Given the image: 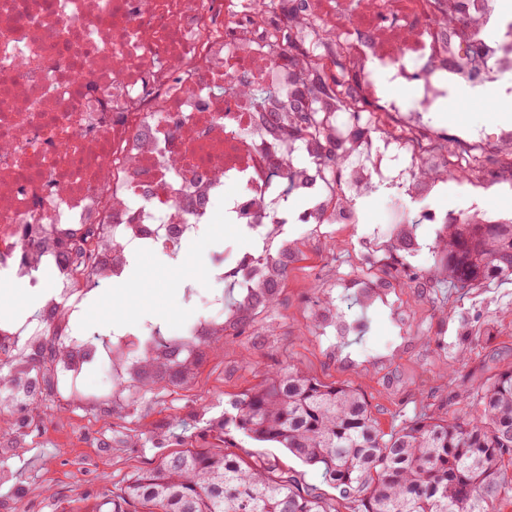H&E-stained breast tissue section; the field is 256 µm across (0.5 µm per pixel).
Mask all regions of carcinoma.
Wrapping results in <instances>:
<instances>
[{"instance_id":"obj_1","label":"carcinoma","mask_w":512,"mask_h":512,"mask_svg":"<svg viewBox=\"0 0 512 512\" xmlns=\"http://www.w3.org/2000/svg\"><path fill=\"white\" fill-rule=\"evenodd\" d=\"M454 247L457 264L439 273L454 287L512 277V224H477L468 242L451 230L443 250ZM274 302L272 285L252 298L248 316ZM173 365L183 382L194 377L169 353L143 361L141 386L163 382ZM211 431L214 444L138 468L118 492L77 498L71 512H501L512 499V366L470 393L462 416H419L389 433L358 390L278 369L232 401ZM238 434L321 470L336 495L314 492L275 462L239 454Z\"/></svg>"}]
</instances>
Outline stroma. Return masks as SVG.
<instances>
[{"label":"stroma","mask_w":512,"mask_h":512,"mask_svg":"<svg viewBox=\"0 0 512 512\" xmlns=\"http://www.w3.org/2000/svg\"><path fill=\"white\" fill-rule=\"evenodd\" d=\"M434 123L476 135L512 126V97H497L495 111L488 112L457 95L435 112ZM431 205L452 217H467L475 205L512 216V189L492 187L476 200L451 180ZM413 233V245L401 261L406 274L425 277L440 264L444 227L417 224ZM252 246L251 238L233 225H208L186 243L181 262L161 255L138 262L124 285L122 305H113L111 290L91 291L81 322L104 335L116 329L133 332L147 323L179 329L203 313V298L214 293L208 279L212 266L231 265ZM312 252L317 271L278 287L276 304L255 315L241 335L206 348L191 383L169 378L156 393L143 396L134 422L79 404L52 407L49 387L36 385L38 405L30 423L13 420L26 432L23 448L14 450L11 434L0 431V512H68L69 501L77 497L119 489L133 469L156 465L178 443H193L231 401L274 368L294 365L322 381L359 389L381 430L388 432L423 413L462 414L466 393L512 364V279L489 288H454L445 282L397 286L388 302L372 308L361 307L353 293H346L336 306L361 328L336 344L317 336L311 322L318 302L334 291L321 268L335 266L340 279L352 269L341 242L322 241ZM189 283L200 295L191 303L184 299ZM475 330L481 333L476 340L471 337ZM240 445L244 453L301 470L309 487L332 495L320 470L301 466L278 445L246 437Z\"/></svg>","instance_id":"1"}]
</instances>
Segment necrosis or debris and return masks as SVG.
I'll return each instance as SVG.
<instances>
[{"mask_svg":"<svg viewBox=\"0 0 512 512\" xmlns=\"http://www.w3.org/2000/svg\"><path fill=\"white\" fill-rule=\"evenodd\" d=\"M506 0H0V281L54 314L0 326V392L30 385L21 338H50L60 405L107 404L133 416L144 358L177 346L195 363L204 340L238 324L267 280L307 273L312 232L360 223L358 201L396 190L397 223L439 224L438 175L475 189L512 183V131L437 133L429 113L454 91L512 93ZM342 67L348 104L331 132L285 131L303 57ZM398 96H389V89ZM344 163L332 172L329 146ZM309 205L294 211L290 197ZM231 224L256 247L211 279L234 305L168 333L103 340L80 328L86 283L126 282L148 253L178 258L202 226ZM53 274L45 283L44 271ZM109 382L91 392L86 365Z\"/></svg>","mask_w":512,"mask_h":512,"instance_id":"necrosis-or-debris-1","label":"necrosis or debris"}]
</instances>
